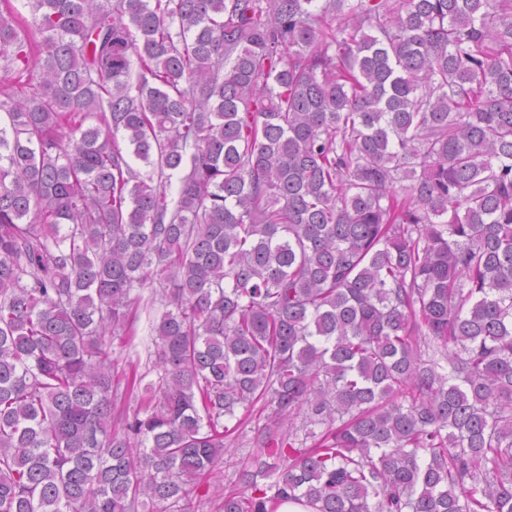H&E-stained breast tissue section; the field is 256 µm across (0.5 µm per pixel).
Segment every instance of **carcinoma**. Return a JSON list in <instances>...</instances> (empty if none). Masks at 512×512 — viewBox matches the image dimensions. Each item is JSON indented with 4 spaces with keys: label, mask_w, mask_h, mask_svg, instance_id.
Returning a JSON list of instances; mask_svg holds the SVG:
<instances>
[{
    "label": "carcinoma",
    "mask_w": 512,
    "mask_h": 512,
    "mask_svg": "<svg viewBox=\"0 0 512 512\" xmlns=\"http://www.w3.org/2000/svg\"><path fill=\"white\" fill-rule=\"evenodd\" d=\"M30 7L0 0V512H199L258 404L273 493L222 512H512V0ZM156 302L130 417L112 339Z\"/></svg>",
    "instance_id": "cac0c4a2"
}]
</instances>
